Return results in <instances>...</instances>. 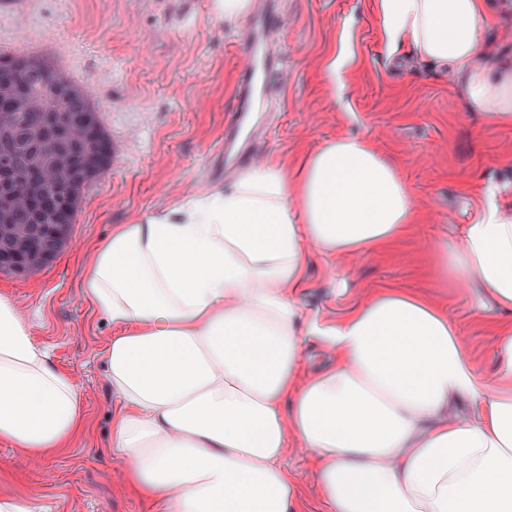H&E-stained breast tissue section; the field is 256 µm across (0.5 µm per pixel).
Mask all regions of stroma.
I'll use <instances>...</instances> for the list:
<instances>
[{"mask_svg":"<svg viewBox=\"0 0 512 512\" xmlns=\"http://www.w3.org/2000/svg\"><path fill=\"white\" fill-rule=\"evenodd\" d=\"M269 3L284 19L274 40L284 78L268 96L265 154L288 155L345 133L372 137L430 214L419 242L355 260L346 291L331 279L330 259L311 256L297 294L302 313L333 319L368 289L425 288L416 270L420 245L459 234L477 187L495 184L501 200L512 203V168L499 163L512 156V128L466 111L460 85L405 52L390 53L376 0ZM249 26L217 19L211 0H0V54L25 49L56 63L90 94L123 151L118 166L85 187L73 240L48 267L25 278L0 272V294L37 321L38 340L72 378L93 428L92 440L37 464L0 443V494L30 497L37 512H151L112 480L105 452L111 397L102 368L112 329L81 295L82 255L131 215L155 214L224 185V119ZM343 45L352 63L337 104L317 66ZM448 303L484 370L492 371L471 294L449 293Z\"/></svg>","mask_w":512,"mask_h":512,"instance_id":"1","label":"stroma"}]
</instances>
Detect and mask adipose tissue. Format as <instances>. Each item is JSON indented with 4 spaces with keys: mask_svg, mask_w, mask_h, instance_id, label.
<instances>
[{
    "mask_svg": "<svg viewBox=\"0 0 512 512\" xmlns=\"http://www.w3.org/2000/svg\"><path fill=\"white\" fill-rule=\"evenodd\" d=\"M391 51L458 80L512 128V60L491 61L490 0H377ZM426 213L372 139L340 135L251 165L215 191L134 215L88 251L82 296L112 326L108 451L152 512H296V453L316 512H512V205L480 188L421 272L476 286L497 365L476 368L446 305L379 288L333 322L296 301L311 254L392 253ZM36 324L0 294V443L38 461L84 435L80 394ZM327 363L311 369L305 341ZM468 402V414L456 411ZM286 462L289 471L296 476L300 484V494L303 500L310 503L316 502L318 491L306 460L290 453Z\"/></svg>",
    "mask_w": 512,
    "mask_h": 512,
    "instance_id": "1",
    "label": "adipose tissue"
}]
</instances>
